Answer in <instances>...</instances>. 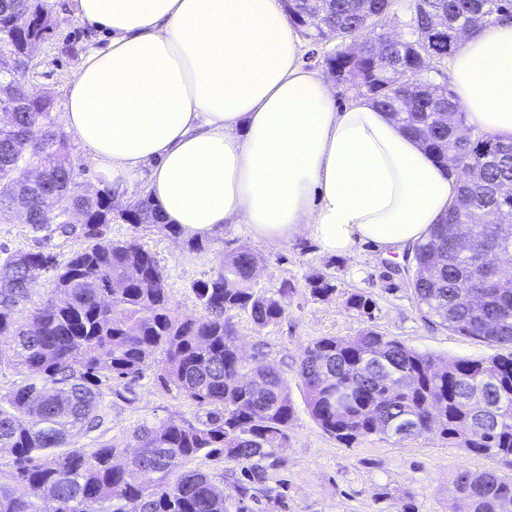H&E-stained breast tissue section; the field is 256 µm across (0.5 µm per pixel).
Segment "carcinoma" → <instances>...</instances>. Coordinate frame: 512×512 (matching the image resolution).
I'll list each match as a JSON object with an SVG mask.
<instances>
[{"instance_id": "obj_1", "label": "carcinoma", "mask_w": 512, "mask_h": 512, "mask_svg": "<svg viewBox=\"0 0 512 512\" xmlns=\"http://www.w3.org/2000/svg\"><path fill=\"white\" fill-rule=\"evenodd\" d=\"M290 22L312 44L369 31L371 39L326 59L339 80L372 100L457 175L465 201L457 223L474 243L463 253L447 224L431 225L412 247L410 284L425 310L472 339L511 348L489 359L445 363L403 342L366 329L353 338L322 337L302 351L298 375L307 406L325 433L345 445L369 435L403 441L437 431L456 448L497 458L512 468V276L493 264L505 236L498 213L512 209V142L483 134L465 154L454 134L462 124L444 85L413 87L395 76L418 73L450 58L465 25L475 33L512 13V0H410L408 36H386L382 19L393 0H281ZM48 0H0V43L21 55L45 38ZM16 104L11 127H0V222L21 212L35 233L77 237L85 247L54 266L41 250L18 251L0 264V345L25 379L0 403V451L12 456L0 469V512H263L267 467L283 447L294 404L283 375L241 358L232 322L243 311L264 328L285 313L288 284L261 293L251 287L258 256L246 247L224 257L194 285L203 314L175 315L163 271L135 240L114 242L115 220L150 224L172 235L157 204L145 195L125 208L103 187L74 196L70 143L57 124L54 103L29 79L0 74V102ZM79 209L85 223L61 224L55 213ZM56 267L46 298L18 317L42 272ZM163 386L180 390L204 417L169 418L135 428L89 451L68 447L77 427L96 431L99 406L112 386L138 378L155 354ZM253 373L262 390L239 386ZM205 457L213 471L192 467ZM234 462L241 470L224 468ZM232 478L227 502L215 479ZM453 512H504L512 505V475L458 470L451 481Z\"/></svg>"}]
</instances>
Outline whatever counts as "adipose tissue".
Instances as JSON below:
<instances>
[{
  "mask_svg": "<svg viewBox=\"0 0 512 512\" xmlns=\"http://www.w3.org/2000/svg\"><path fill=\"white\" fill-rule=\"evenodd\" d=\"M110 33L74 74L67 126L115 185L143 167L181 237L228 224L321 252H399L439 223L456 177L369 100L336 109L281 0H77ZM450 82L471 125L512 141V21L463 37Z\"/></svg>",
  "mask_w": 512,
  "mask_h": 512,
  "instance_id": "ef3b65f1",
  "label": "adipose tissue"
}]
</instances>
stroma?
Here are the masks:
<instances>
[{"instance_id":"obj_1","label":"stroma","mask_w":512,"mask_h":512,"mask_svg":"<svg viewBox=\"0 0 512 512\" xmlns=\"http://www.w3.org/2000/svg\"><path fill=\"white\" fill-rule=\"evenodd\" d=\"M50 4L52 28L34 52L30 81L53 99L61 117L69 81L88 52L106 47L110 36L80 21L75 0H50ZM70 145L74 191L89 194L108 185L78 139H71ZM109 236L115 241L137 239L156 256L175 313L182 317L201 315L194 283L207 279L225 254L241 246L259 257L255 290L270 293L288 284L285 314L277 324L260 328L246 313L233 317L246 354H253L256 343L265 344V360L281 371L295 407L288 440L275 450L277 464L268 470L267 486L277 500L274 512H401L407 502L415 512H452L450 481L458 469L480 473L499 468L497 458L452 447L435 432L399 444L371 435L346 446L329 437L308 413L298 366L303 348L323 336L348 338L372 329L447 362L498 354V347L423 315L403 255L381 253L370 243L356 244L349 256L326 255L306 236L273 245L251 237L239 224L225 225L209 236L204 251L198 253L189 249L186 239L147 224L117 222L110 225ZM34 246L63 263L83 242L58 236L38 240L28 225L0 223V261ZM319 276L335 287L328 297L311 294L309 282ZM355 294L370 300L369 312L348 306ZM158 373L157 366H149L122 395L105 397L102 411L111 437L128 435L142 424L194 418L196 408L175 387H162Z\"/></svg>"}]
</instances>
